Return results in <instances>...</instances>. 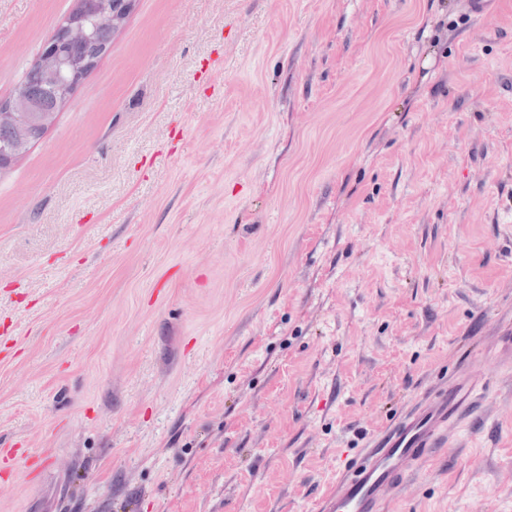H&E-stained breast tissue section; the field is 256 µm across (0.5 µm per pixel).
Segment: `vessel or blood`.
I'll use <instances>...</instances> for the list:
<instances>
[{
    "instance_id": "b4317fda",
    "label": "vessel or blood",
    "mask_w": 512,
    "mask_h": 512,
    "mask_svg": "<svg viewBox=\"0 0 512 512\" xmlns=\"http://www.w3.org/2000/svg\"><path fill=\"white\" fill-rule=\"evenodd\" d=\"M478 385V379L463 374L449 377L397 414L363 448L341 458L335 482L313 512H386L391 493L419 471Z\"/></svg>"
}]
</instances>
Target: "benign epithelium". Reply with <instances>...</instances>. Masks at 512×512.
<instances>
[{"label":"benign epithelium","instance_id":"1","mask_svg":"<svg viewBox=\"0 0 512 512\" xmlns=\"http://www.w3.org/2000/svg\"><path fill=\"white\" fill-rule=\"evenodd\" d=\"M131 8L130 0L126 2V8L121 11L109 8L108 0H97L98 15L106 19L114 30L119 28ZM84 20L85 6L81 3L76 12L57 26L45 43L36 62V66L56 83V89L64 100L81 84L95 65L92 60L69 61L63 58L58 50L62 43L79 44L88 38ZM56 115L57 110L40 105L29 98L22 89H17L9 104L0 106V122L12 123L19 130V135L14 143L0 153V167L3 169L9 167L28 149L27 127L29 123L32 122L42 128H47L53 124Z\"/></svg>","mask_w":512,"mask_h":512}]
</instances>
